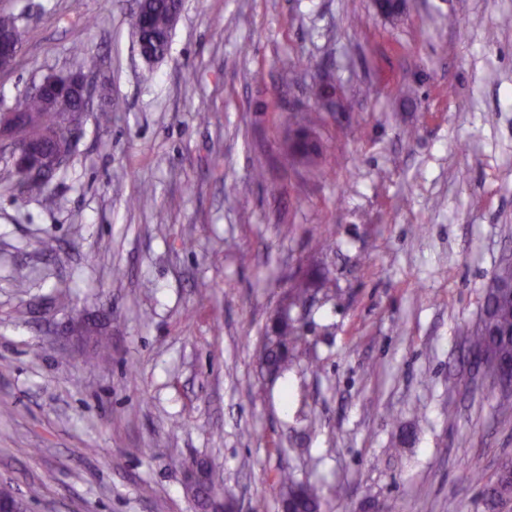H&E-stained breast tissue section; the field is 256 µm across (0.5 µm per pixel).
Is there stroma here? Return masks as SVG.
Instances as JSON below:
<instances>
[{
  "label": "stroma",
  "mask_w": 512,
  "mask_h": 512,
  "mask_svg": "<svg viewBox=\"0 0 512 512\" xmlns=\"http://www.w3.org/2000/svg\"><path fill=\"white\" fill-rule=\"evenodd\" d=\"M136 6L0 0L23 42L0 111L89 55L112 104L43 191L10 189L0 153V484L29 512H200L179 466L202 460L240 512H279L284 467L338 488L323 512H485L512 412L465 336L512 256V0H406L396 21L374 0H185L152 65ZM325 80L344 111L317 104ZM299 108L324 174L282 149ZM306 262L336 297L271 384L263 328ZM91 317L105 354L71 332Z\"/></svg>",
  "instance_id": "35a3bbf8"
}]
</instances>
